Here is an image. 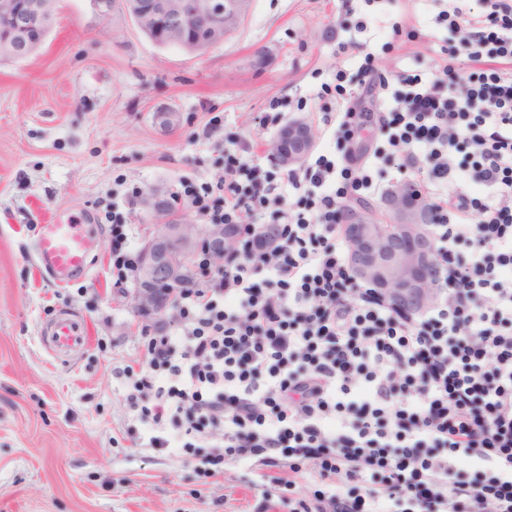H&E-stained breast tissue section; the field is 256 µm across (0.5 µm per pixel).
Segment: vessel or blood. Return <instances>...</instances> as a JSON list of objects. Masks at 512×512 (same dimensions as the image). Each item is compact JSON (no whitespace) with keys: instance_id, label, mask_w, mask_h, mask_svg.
Masks as SVG:
<instances>
[{"instance_id":"1","label":"vessel or blood","mask_w":512,"mask_h":512,"mask_svg":"<svg viewBox=\"0 0 512 512\" xmlns=\"http://www.w3.org/2000/svg\"><path fill=\"white\" fill-rule=\"evenodd\" d=\"M92 250L93 238L86 225L56 215L37 228V264L57 284H68L76 275H89L93 267ZM82 333L78 322L60 318L54 326V344L59 349L72 346Z\"/></svg>"}]
</instances>
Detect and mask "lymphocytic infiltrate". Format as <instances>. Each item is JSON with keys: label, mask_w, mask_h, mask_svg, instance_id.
Returning <instances> with one entry per match:
<instances>
[{"label": "lymphocytic infiltrate", "mask_w": 512, "mask_h": 512, "mask_svg": "<svg viewBox=\"0 0 512 512\" xmlns=\"http://www.w3.org/2000/svg\"><path fill=\"white\" fill-rule=\"evenodd\" d=\"M476 2L436 15L448 39L431 76L361 66L362 93L389 90L382 107L339 112L343 85L316 93L338 141L376 125L391 159L424 167L438 301L409 317L352 280L338 217L370 183L353 150L341 169L322 154L283 173L232 140L223 179L184 195L201 223L242 224L237 245L183 287V327L148 337V373L125 372L149 447L185 453L220 430L213 467L262 464L276 490L311 471L288 512H512V0ZM125 224L113 213L119 285L136 265Z\"/></svg>", "instance_id": "1"}]
</instances>
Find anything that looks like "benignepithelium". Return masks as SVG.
Instances as JSON below:
<instances>
[{"label":"benign epithelium","mask_w":512,"mask_h":512,"mask_svg":"<svg viewBox=\"0 0 512 512\" xmlns=\"http://www.w3.org/2000/svg\"><path fill=\"white\" fill-rule=\"evenodd\" d=\"M251 0H123L135 20L155 22L189 43L214 46L249 10ZM53 20L45 0H0V52L20 58L43 41ZM315 146L310 124L288 122L274 138V158L290 168ZM391 215L378 221L369 206L347 205L342 232L353 279L390 308L412 316L440 297L443 272L430 231V210L417 185L405 180L391 192ZM238 234L224 224H155L137 268L134 308L157 317L175 305L186 281L200 274L198 261L224 262Z\"/></svg>","instance_id":"7a95c632"}]
</instances>
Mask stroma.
<instances>
[{"mask_svg":"<svg viewBox=\"0 0 512 512\" xmlns=\"http://www.w3.org/2000/svg\"><path fill=\"white\" fill-rule=\"evenodd\" d=\"M438 11L434 0H252L239 28L198 54L156 44L93 0H58L38 50L0 60V512H288L266 501L256 472L228 462L203 478L200 456L142 447L121 371L147 370L146 334L179 327L180 310L143 321L134 283L114 287L105 212L126 213L138 250L159 220L149 194L171 203L169 221L194 223L182 180L223 176L231 133L270 164L278 128L258 117L275 97L306 98L286 120L312 126L314 154L334 152L312 92L340 71L356 78L368 55L387 76L430 72L447 36ZM396 21L406 34L395 39ZM161 112L178 122L161 125ZM353 146L374 182L357 197L386 221L403 178L385 160L387 138L376 130ZM58 212L98 227L92 276L65 286L35 256L38 225ZM64 312L87 325V343L59 355L51 336Z\"/></svg>","mask_w":512,"mask_h":512,"instance_id":"stroma-1","label":"stroma"}]
</instances>
